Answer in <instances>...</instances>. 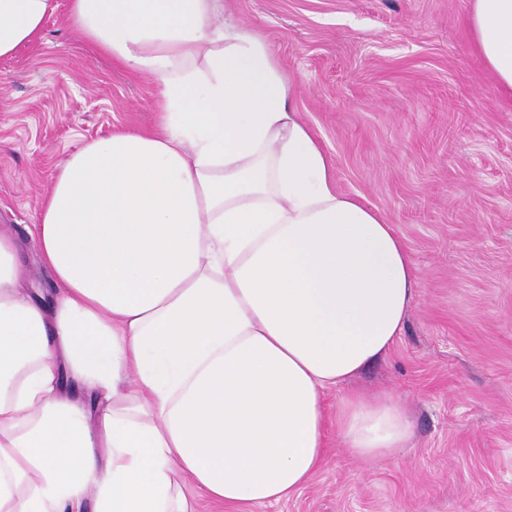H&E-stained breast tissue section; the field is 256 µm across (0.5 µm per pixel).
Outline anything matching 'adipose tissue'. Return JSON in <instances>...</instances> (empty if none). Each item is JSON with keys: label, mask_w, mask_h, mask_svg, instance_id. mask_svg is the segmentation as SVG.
Segmentation results:
<instances>
[{"label": "adipose tissue", "mask_w": 512, "mask_h": 512, "mask_svg": "<svg viewBox=\"0 0 512 512\" xmlns=\"http://www.w3.org/2000/svg\"><path fill=\"white\" fill-rule=\"evenodd\" d=\"M54 0H0V57ZM224 0H70L68 22L160 85L156 131L63 162L29 231L45 305L0 227V512L270 506L326 449L324 398L389 354L420 284L377 209L341 192L287 76ZM512 108V0H471ZM336 433L376 461L405 406L348 391Z\"/></svg>", "instance_id": "1"}]
</instances>
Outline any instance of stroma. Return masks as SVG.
I'll return each mask as SVG.
<instances>
[{"instance_id":"stroma-1","label":"stroma","mask_w":512,"mask_h":512,"mask_svg":"<svg viewBox=\"0 0 512 512\" xmlns=\"http://www.w3.org/2000/svg\"><path fill=\"white\" fill-rule=\"evenodd\" d=\"M40 38L0 58V226L41 287L27 228L58 167L116 131H153L159 85L96 51L56 0ZM256 28L341 192L382 211L420 286L402 336L352 381L412 415L400 452L366 462L336 435L274 506L240 510L195 492L198 512H512V110L476 54L470 0H224Z\"/></svg>"}]
</instances>
